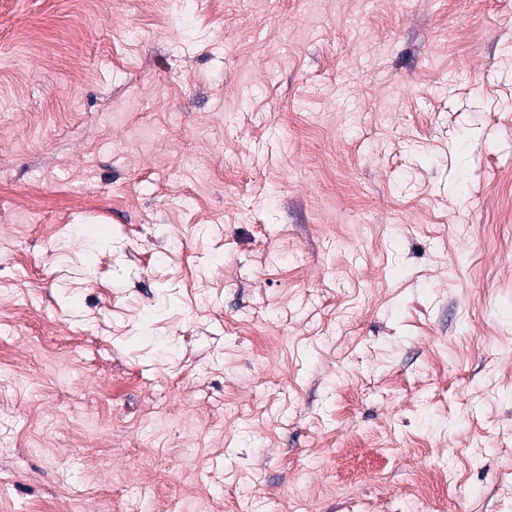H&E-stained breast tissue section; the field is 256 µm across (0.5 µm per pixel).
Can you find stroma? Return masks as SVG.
<instances>
[{
    "label": "stroma",
    "mask_w": 512,
    "mask_h": 512,
    "mask_svg": "<svg viewBox=\"0 0 512 512\" xmlns=\"http://www.w3.org/2000/svg\"><path fill=\"white\" fill-rule=\"evenodd\" d=\"M512 512V0H0V512Z\"/></svg>",
    "instance_id": "stroma-1"
}]
</instances>
